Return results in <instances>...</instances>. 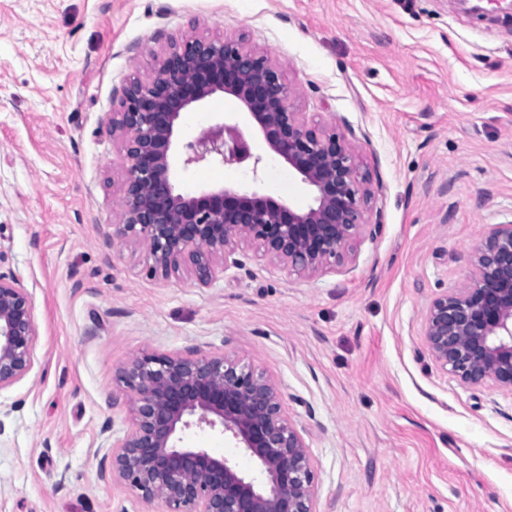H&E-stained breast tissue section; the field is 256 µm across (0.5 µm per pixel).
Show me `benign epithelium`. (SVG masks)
I'll use <instances>...</instances> for the list:
<instances>
[{
  "instance_id": "obj_1",
  "label": "benign epithelium",
  "mask_w": 512,
  "mask_h": 512,
  "mask_svg": "<svg viewBox=\"0 0 512 512\" xmlns=\"http://www.w3.org/2000/svg\"><path fill=\"white\" fill-rule=\"evenodd\" d=\"M217 92L239 100L246 122L310 187L308 208L226 187L175 192L181 115ZM295 96L279 66L242 37L172 44L147 81L126 87L108 121L127 161L112 243L143 245L154 276L190 269L203 285L218 263L244 267L236 254L246 243L300 275L354 260L353 243L381 227L369 215L368 178L346 138L296 111ZM180 155L186 166L261 162L239 124L226 122L183 144ZM469 262V281L438 294L426 310L427 347L463 384L492 381L512 390V220L493 225ZM36 340L26 289L0 273V388L30 371ZM118 380L134 394L129 426L102 460L100 476L164 512H317L308 445L286 415L278 385L253 364L198 350L144 352L119 369ZM194 423L221 427L257 461L267 484L205 448L177 447L178 430Z\"/></svg>"
}]
</instances>
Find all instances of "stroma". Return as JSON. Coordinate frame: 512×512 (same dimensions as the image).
I'll return each instance as SVG.
<instances>
[{"mask_svg":"<svg viewBox=\"0 0 512 512\" xmlns=\"http://www.w3.org/2000/svg\"><path fill=\"white\" fill-rule=\"evenodd\" d=\"M0 0V271L37 329L33 367L0 389V512H163L101 478L128 428L118 371L199 348L279 386L308 445L317 512H512V391L467 386L423 336L433 298L512 220V0ZM245 36L335 124L369 176L376 238L354 264L300 276L242 246L244 269L201 285L147 273L113 244L126 161L106 131L125 87L181 39ZM216 93L177 136L238 118ZM259 167L175 164L177 193L255 189L293 207L300 177L245 130ZM265 483L220 429L178 431Z\"/></svg>","mask_w":512,"mask_h":512,"instance_id":"35a3bbf8","label":"stroma"}]
</instances>
